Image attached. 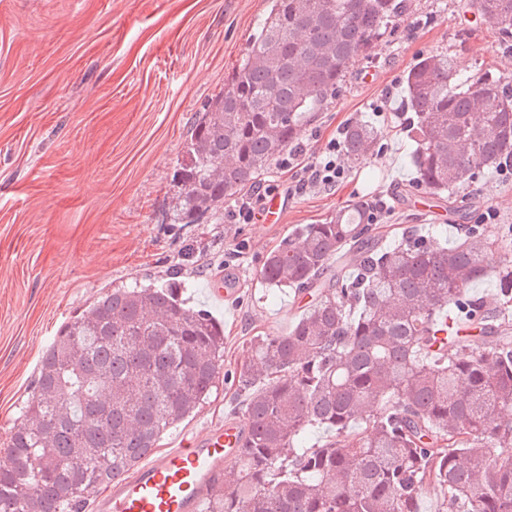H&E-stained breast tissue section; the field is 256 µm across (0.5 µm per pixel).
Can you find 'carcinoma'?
Masks as SVG:
<instances>
[{"label":"carcinoma","instance_id":"obj_1","mask_svg":"<svg viewBox=\"0 0 512 512\" xmlns=\"http://www.w3.org/2000/svg\"><path fill=\"white\" fill-rule=\"evenodd\" d=\"M512 40V0H475ZM400 0H271L224 91L193 124L173 175L172 224H197L254 185L297 126L345 82L401 14ZM404 111L420 186L453 198L512 166V89L464 77L446 54L407 72ZM374 126L343 130L357 160ZM356 202L303 224L261 269L314 297L284 335L255 336L234 373L245 433L207 512H512V260L497 302L469 294L502 241L463 224L455 244L411 227L384 246ZM338 254L346 262L329 271ZM184 282L114 287L62 324L43 353L0 465V512H88L216 388L224 327L186 304ZM323 444L311 442L316 431Z\"/></svg>","mask_w":512,"mask_h":512}]
</instances>
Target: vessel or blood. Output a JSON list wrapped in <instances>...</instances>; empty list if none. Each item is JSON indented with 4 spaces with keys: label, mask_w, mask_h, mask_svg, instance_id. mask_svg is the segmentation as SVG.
I'll return each mask as SVG.
<instances>
[{
    "label": "vessel or blood",
    "mask_w": 512,
    "mask_h": 512,
    "mask_svg": "<svg viewBox=\"0 0 512 512\" xmlns=\"http://www.w3.org/2000/svg\"><path fill=\"white\" fill-rule=\"evenodd\" d=\"M242 444L235 421L207 426L171 452L148 455L131 476L114 479L97 497L99 512H202L207 490Z\"/></svg>",
    "instance_id": "1"
}]
</instances>
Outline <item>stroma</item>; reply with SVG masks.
I'll return each instance as SVG.
<instances>
[{"label":"stroma","instance_id":"1","mask_svg":"<svg viewBox=\"0 0 512 512\" xmlns=\"http://www.w3.org/2000/svg\"><path fill=\"white\" fill-rule=\"evenodd\" d=\"M393 26L354 59L336 96L299 127L302 162L355 121L378 143L346 163L343 183L288 198L282 221L235 223V203L201 224H173L172 177L203 104L245 51L269 0H0V460L58 327L108 289L177 277L184 297L224 323L216 391L160 440L232 417V376L252 337L287 333L303 313L269 289L266 256L300 224L356 201L386 202L373 232L395 243L407 226L456 241L487 207L497 239L512 225V176L492 172L436 212L415 208L414 143L398 117L402 80L422 57L447 54L461 74L512 82V42L477 19L473 0H406ZM384 116H376L377 108ZM222 276L239 293L207 292Z\"/></svg>","mask_w":512,"mask_h":512}]
</instances>
